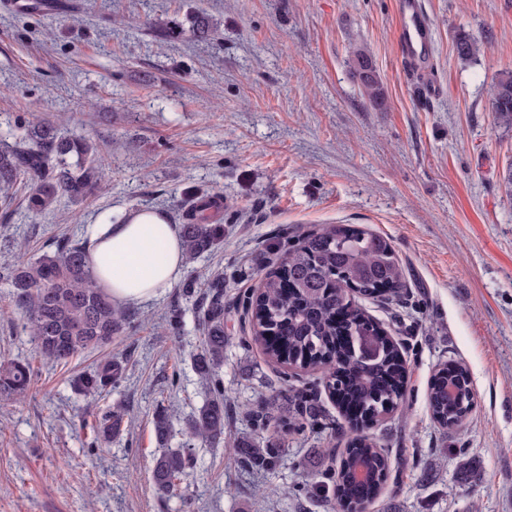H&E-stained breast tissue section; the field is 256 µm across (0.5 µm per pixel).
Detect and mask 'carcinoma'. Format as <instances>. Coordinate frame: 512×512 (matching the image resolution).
Here are the masks:
<instances>
[{
  "label": "carcinoma",
  "mask_w": 512,
  "mask_h": 512,
  "mask_svg": "<svg viewBox=\"0 0 512 512\" xmlns=\"http://www.w3.org/2000/svg\"><path fill=\"white\" fill-rule=\"evenodd\" d=\"M455 52L469 60L480 52L478 41L462 32ZM364 95L376 104L384 92L370 61L356 58ZM491 109L498 122L512 125V74L495 85ZM12 142L0 141V210L8 212L17 194L26 193L28 210L40 214L62 197L73 202L95 194L108 178L105 161L92 143L79 134L61 136L46 123H19L11 129ZM221 208L217 196L201 195L185 209L180 225L185 258L194 261L212 252L223 240L224 225L214 223ZM89 241L63 237L53 252L37 257L18 255L4 268L0 280L27 321L36 354L55 364L112 345L126 330L122 310L93 281L86 264ZM204 287L203 339L194 356L201 380L212 396L186 422L190 438L213 445L224 442V386L217 370L224 362V276ZM406 289L405 268L392 244L355 224H336L305 234L273 271L266 274L260 292L247 299L245 314L254 338L265 342L266 355L277 363L319 369L326 385L338 388L344 403L360 410V417L387 416L402 405L407 369L396 342L355 304L354 295L399 300ZM344 315L341 321L336 314ZM125 366L110 358L72 380L76 393L101 396L112 392ZM35 377L32 363L10 360L0 364V400L25 395ZM474 397L466 369L444 364L431 380L429 408L443 429L459 424L473 407ZM154 430L165 446L155 458L152 478L157 490L175 492L192 462L190 444L167 447L171 413L155 411ZM125 411L116 407L94 419L95 443L108 445L120 435ZM256 466L269 463L258 439L244 444ZM391 469L388 452L364 435L349 440L334 471L332 483L320 485L332 493L337 512H350L356 501L377 497Z\"/></svg>",
  "instance_id": "1"
}]
</instances>
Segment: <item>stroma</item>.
Wrapping results in <instances>:
<instances>
[{
  "instance_id": "obj_1",
  "label": "stroma",
  "mask_w": 512,
  "mask_h": 512,
  "mask_svg": "<svg viewBox=\"0 0 512 512\" xmlns=\"http://www.w3.org/2000/svg\"><path fill=\"white\" fill-rule=\"evenodd\" d=\"M28 13L0 0V134L17 119L61 123L90 140L112 173L86 201L60 199L41 215L17 198L0 229V265L16 247L52 250L61 234L138 208L177 224L197 192L224 198V240L183 276H224V364L231 396L224 441L196 443L178 494L152 481L156 405L175 409L170 447L210 393L193 368L200 297L167 289L127 304L129 325L106 352L37 364L27 396L0 403V512H333L313 495L348 440L323 425L256 423L279 391L338 408L320 372L268 360L240 305L300 235L360 224L388 238L407 268L402 301L362 300L399 343L410 370L394 415L361 426L389 452L372 512H512V200L502 175L512 126L497 122L491 89L512 71V0H422L432 63L410 72L398 46L395 0H67ZM207 17L211 32L193 26ZM481 45L464 61L459 31ZM385 91L361 94L357 52ZM0 282V362L34 345ZM179 329H171L172 314ZM126 366L108 396L77 395L72 375L102 354ZM468 371L475 407L461 427L431 416L428 385L441 363ZM124 404L131 427L90 447L87 422ZM268 441L275 461H238L244 438ZM479 461L463 480L460 457Z\"/></svg>"
}]
</instances>
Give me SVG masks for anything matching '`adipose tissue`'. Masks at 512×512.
Returning a JSON list of instances; mask_svg holds the SVG:
<instances>
[{
  "label": "adipose tissue",
  "mask_w": 512,
  "mask_h": 512,
  "mask_svg": "<svg viewBox=\"0 0 512 512\" xmlns=\"http://www.w3.org/2000/svg\"><path fill=\"white\" fill-rule=\"evenodd\" d=\"M90 274L119 304H143L162 295L181 277L183 240L164 212L142 208L116 224L93 225Z\"/></svg>",
  "instance_id": "adipose-tissue-1"
}]
</instances>
